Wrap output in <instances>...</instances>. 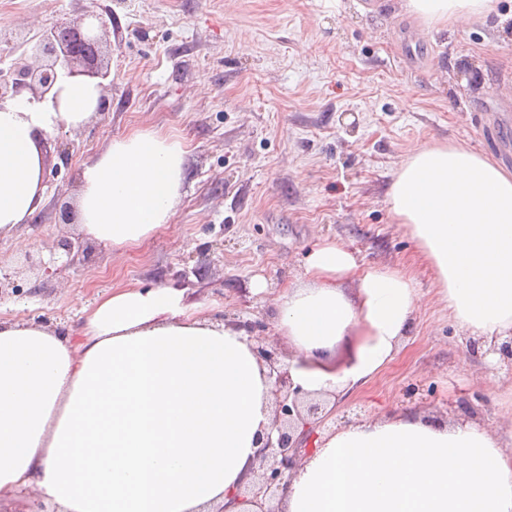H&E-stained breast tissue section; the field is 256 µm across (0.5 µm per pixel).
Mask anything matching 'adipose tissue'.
I'll list each match as a JSON object with an SVG mask.
<instances>
[{
  "label": "adipose tissue",
  "instance_id": "ef3b65f1",
  "mask_svg": "<svg viewBox=\"0 0 512 512\" xmlns=\"http://www.w3.org/2000/svg\"><path fill=\"white\" fill-rule=\"evenodd\" d=\"M493 0H404L444 28L486 16ZM58 96L0 105V235L44 202L45 144L96 111V80L59 77ZM186 151L153 131L113 139L84 166L76 219L114 249L166 228ZM468 337L512 335V171L462 145L417 149L389 190ZM354 283L346 293L343 281ZM426 299L415 275L360 268L340 242L317 246L306 277L273 303V328L295 349L288 371L311 395L340 397L400 352ZM357 345L337 369L326 358ZM272 383L244 331L201 315L182 291L118 288L87 316L81 341L0 321V500L37 492L59 512H214L254 477ZM283 512H512V454L489 431L413 412L328 435L293 474Z\"/></svg>",
  "mask_w": 512,
  "mask_h": 512
}]
</instances>
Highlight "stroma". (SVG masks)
<instances>
[{
    "mask_svg": "<svg viewBox=\"0 0 512 512\" xmlns=\"http://www.w3.org/2000/svg\"><path fill=\"white\" fill-rule=\"evenodd\" d=\"M112 9L107 109L48 139L43 206L0 237V320L80 336L97 299L129 285L183 290L203 316L260 326L291 359L271 305L308 254L345 243L363 267L416 272L428 303L395 361L337 398L319 436L414 411L471 421L512 452V365L467 352L403 225L395 173L417 147L461 144L512 169V0L485 22L426 28L400 0H0V26L36 34ZM184 141L168 226L125 254L82 239L79 174L112 139ZM81 240L67 258L61 240Z\"/></svg>",
    "mask_w": 512,
    "mask_h": 512,
    "instance_id": "1",
    "label": "stroma"
}]
</instances>
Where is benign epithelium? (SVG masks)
<instances>
[{"instance_id": "1", "label": "benign epithelium", "mask_w": 512, "mask_h": 512, "mask_svg": "<svg viewBox=\"0 0 512 512\" xmlns=\"http://www.w3.org/2000/svg\"><path fill=\"white\" fill-rule=\"evenodd\" d=\"M107 16H112L111 11L89 13L98 22L95 32L78 24H55L43 29L34 44L20 33L0 32L11 52L23 50V58L13 62L8 72H0V105L25 91L44 98L62 73L98 78V86L105 89L104 80L110 75ZM237 326L248 334L258 359L268 368L275 407L271 431L258 439L256 478L240 487L233 501L240 506L239 512H278L272 501L283 498L292 474L312 452L308 438L328 413L320 402L306 398L294 385L288 370L280 367L278 352L264 345L262 337L253 335V323L240 320Z\"/></svg>"}]
</instances>
